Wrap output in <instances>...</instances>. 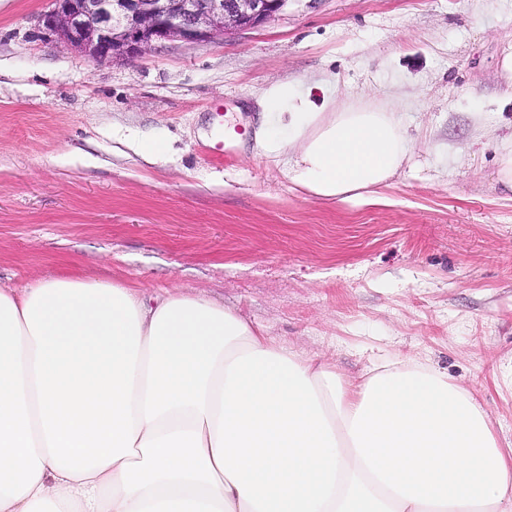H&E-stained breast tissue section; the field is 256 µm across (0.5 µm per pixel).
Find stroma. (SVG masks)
<instances>
[{"label":"stroma","instance_id":"35a3bbf8","mask_svg":"<svg viewBox=\"0 0 512 512\" xmlns=\"http://www.w3.org/2000/svg\"><path fill=\"white\" fill-rule=\"evenodd\" d=\"M51 8L0 0V288H177L349 379L417 357L512 448V191L495 176L512 0H291L226 41L113 63L49 38ZM280 82L400 112L407 160L364 197H310L255 144ZM221 127L245 134L218 161L203 147Z\"/></svg>","mask_w":512,"mask_h":512}]
</instances>
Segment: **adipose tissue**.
<instances>
[{"label":"adipose tissue","instance_id":"1","mask_svg":"<svg viewBox=\"0 0 512 512\" xmlns=\"http://www.w3.org/2000/svg\"><path fill=\"white\" fill-rule=\"evenodd\" d=\"M255 139L308 194L386 185L398 113L267 90ZM0 512H512V451L446 374L337 377L199 294L0 289Z\"/></svg>","mask_w":512,"mask_h":512}]
</instances>
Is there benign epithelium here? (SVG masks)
Returning a JSON list of instances; mask_svg holds the SVG:
<instances>
[{
	"label": "benign epithelium",
	"instance_id": "obj_1",
	"mask_svg": "<svg viewBox=\"0 0 512 512\" xmlns=\"http://www.w3.org/2000/svg\"><path fill=\"white\" fill-rule=\"evenodd\" d=\"M291 0H53L39 18L45 33L97 62L156 45L223 40L275 19Z\"/></svg>",
	"mask_w": 512,
	"mask_h": 512
}]
</instances>
